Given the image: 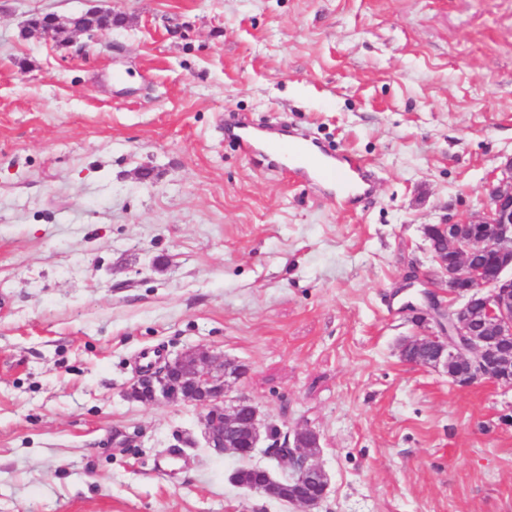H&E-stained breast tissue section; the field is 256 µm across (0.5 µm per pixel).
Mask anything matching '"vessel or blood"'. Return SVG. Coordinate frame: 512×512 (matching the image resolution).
Here are the masks:
<instances>
[{
    "label": "vessel or blood",
    "mask_w": 512,
    "mask_h": 512,
    "mask_svg": "<svg viewBox=\"0 0 512 512\" xmlns=\"http://www.w3.org/2000/svg\"><path fill=\"white\" fill-rule=\"evenodd\" d=\"M233 135L244 150L262 148L268 154L277 156L279 170L289 172L299 180L333 182L334 197L350 203L367 196L374 181L372 168L362 163L343 162L335 155L319 150L304 134L289 138H262L256 126L238 122L233 126Z\"/></svg>",
    "instance_id": "b4317fda"
}]
</instances>
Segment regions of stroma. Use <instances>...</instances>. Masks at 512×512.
<instances>
[{
  "instance_id": "obj_1",
  "label": "stroma",
  "mask_w": 512,
  "mask_h": 512,
  "mask_svg": "<svg viewBox=\"0 0 512 512\" xmlns=\"http://www.w3.org/2000/svg\"><path fill=\"white\" fill-rule=\"evenodd\" d=\"M122 27L22 35L94 7ZM373 164L342 207L224 130ZM512 156V0H0V512H299L229 481L142 352L320 435L321 512H512V390L402 361L425 228Z\"/></svg>"
}]
</instances>
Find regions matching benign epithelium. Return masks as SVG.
<instances>
[{
    "label": "benign epithelium",
    "instance_id": "7a95c632",
    "mask_svg": "<svg viewBox=\"0 0 512 512\" xmlns=\"http://www.w3.org/2000/svg\"><path fill=\"white\" fill-rule=\"evenodd\" d=\"M110 9L93 8L65 21L51 15L49 27L40 32L45 40H58L66 32L84 33L86 25ZM436 228L444 237L433 241V258L439 265L440 285L452 301H428L425 309L411 307L416 317L433 320L440 334L412 336L400 346L436 352L426 364L436 370L450 360L467 363V371L453 379L466 388L484 380L512 387V157L500 167V175L488 184L484 207L472 214L450 217ZM228 384L224 364L211 351L189 350L143 372L127 390V396L153 404L188 401L201 409L199 419L206 447L222 455L248 462L254 451L263 449L271 462L292 469L279 478L269 467L250 491L279 499L285 483L297 487L291 504L313 512L325 500L329 478L315 462L312 449L320 447V436L309 427L283 429L263 417L250 398L226 403Z\"/></svg>",
    "mask_w": 512,
    "mask_h": 512
}]
</instances>
